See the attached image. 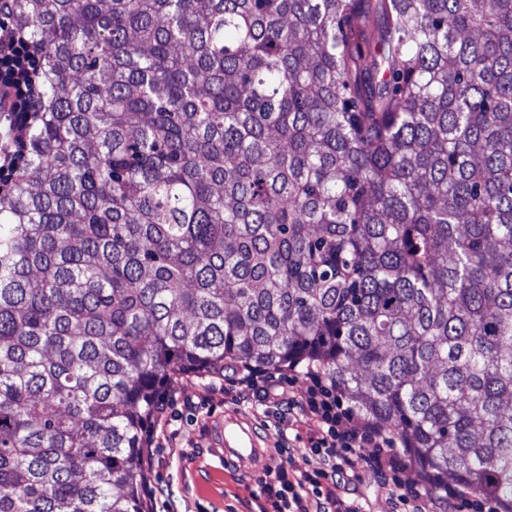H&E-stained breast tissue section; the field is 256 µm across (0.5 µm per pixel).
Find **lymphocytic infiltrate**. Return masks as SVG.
Segmentation results:
<instances>
[{"label":"lymphocytic infiltrate","mask_w":512,"mask_h":512,"mask_svg":"<svg viewBox=\"0 0 512 512\" xmlns=\"http://www.w3.org/2000/svg\"><path fill=\"white\" fill-rule=\"evenodd\" d=\"M13 0H0V94L7 100L10 135L0 136V179L7 178L24 148V132L33 112L42 103L40 52L23 29L11 25ZM306 390L287 391L281 377L265 374L263 380L244 375L249 390L262 389L267 402L299 410L313 431L311 453L318 465L291 476L281 468L268 469L260 491L272 499L276 512H364L359 501H343L338 491L356 459L388 487L392 497L407 512H427L428 500L400 479L404 460L392 433L377 422L345 406L336 389L323 385L315 371ZM370 456H363V449Z\"/></svg>","instance_id":"1"}]
</instances>
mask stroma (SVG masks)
I'll return each instance as SVG.
<instances>
[{"mask_svg": "<svg viewBox=\"0 0 512 512\" xmlns=\"http://www.w3.org/2000/svg\"><path fill=\"white\" fill-rule=\"evenodd\" d=\"M241 371L238 364L220 374L184 371L163 385L164 413L148 417L143 431L148 512H274L259 491L266 470L278 466L296 474L315 466L308 425L260 405L257 392L239 397ZM228 418L251 423L264 438L267 456L252 474L224 462L217 431ZM342 496L360 499L366 512L396 510L389 491L361 460Z\"/></svg>", "mask_w": 512, "mask_h": 512, "instance_id": "obj_1", "label": "stroma"}]
</instances>
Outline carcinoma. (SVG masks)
Masks as SVG:
<instances>
[{"mask_svg":"<svg viewBox=\"0 0 512 512\" xmlns=\"http://www.w3.org/2000/svg\"><path fill=\"white\" fill-rule=\"evenodd\" d=\"M0 512H145L162 382L321 367L512 512V0H14ZM13 0L0 1V90L7 98L11 136L0 132V181L5 180L24 148V132L42 99L40 52L24 30L10 25ZM13 24L12 20L10 19Z\"/></svg>","mask_w":512,"mask_h":512,"instance_id":"obj_1","label":"carcinoma"}]
</instances>
